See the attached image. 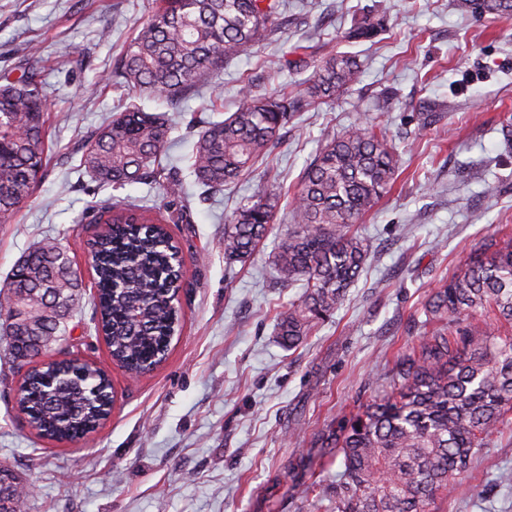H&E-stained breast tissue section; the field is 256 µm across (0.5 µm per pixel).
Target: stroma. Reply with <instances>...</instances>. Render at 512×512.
<instances>
[{"label": "stroma", "instance_id": "obj_1", "mask_svg": "<svg viewBox=\"0 0 512 512\" xmlns=\"http://www.w3.org/2000/svg\"><path fill=\"white\" fill-rule=\"evenodd\" d=\"M155 0H0V73L20 72L27 48L41 49L50 102V159L34 195L0 221V285L32 246L54 238L83 281L73 330L45 355L92 360L115 391L112 414L84 439L38 437L18 412L21 379L0 339V463L33 489L26 512H314L304 489L332 482L338 464L317 453L343 407L377 396L396 354L416 344L422 306L471 250L512 231V23L461 10L457 0H283L286 26L225 63L202 95L167 111L168 163L184 186L165 201L158 184L100 188L86 173L82 144L136 93L103 88ZM386 30L353 42L362 16ZM303 48L308 60L353 52L356 83L313 102L289 120L268 163L237 184L204 194L189 169L194 132L183 113L229 115L239 89L288 88L304 94L311 70L284 68ZM435 122L418 132L416 115ZM370 120L392 140L400 168L391 190L358 230L371 254L328 323L296 349L275 334L278 317L301 291L284 286L271 264L283 233L276 224L246 262L227 264L224 226L240 201L288 196L322 145ZM495 194H487V186ZM132 198L166 205L187 285L184 323L165 361L133 377L112 365L95 331L94 283L86 266L95 225L89 206ZM512 469V412L474 458L463 490L438 497L431 512H512V488L495 483Z\"/></svg>", "mask_w": 512, "mask_h": 512}]
</instances>
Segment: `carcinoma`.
I'll return each instance as SVG.
<instances>
[{"label":"carcinoma","mask_w":512,"mask_h":512,"mask_svg":"<svg viewBox=\"0 0 512 512\" xmlns=\"http://www.w3.org/2000/svg\"><path fill=\"white\" fill-rule=\"evenodd\" d=\"M475 15L512 21V0H459ZM280 0H162L139 29L105 85L124 84L179 105L224 60L264 40L277 28ZM380 20L364 17L351 40L372 37ZM18 77L0 75V219L32 196L45 168L50 106L40 50ZM348 53L321 59L306 87L312 100L334 98L357 79ZM243 103L227 118L194 117L191 153L198 184L222 190L266 159L298 100L286 93L261 97L242 87ZM171 123L134 100L86 141L83 165L98 184L123 189L154 182ZM399 158L387 137L366 121L331 138L304 169L289 200L290 224L273 264L289 286L303 288L278 322L293 348L331 319L369 258L357 224L390 190ZM278 198L256 195L224 225V258L249 259L278 220ZM90 223L102 229L90 243L98 326L112 361L132 374L168 355L181 322L176 305L184 288L183 264L161 208L94 206ZM0 290V317L12 357L38 355L59 343L82 291L68 251L45 240L22 257ZM490 312L512 324V234L474 250L423 306L418 343L397 355L391 383L367 402L352 405L336 431L320 439V456L340 460L336 481H312L314 507L326 512H429L437 495H456L461 475L512 411V336L499 331L448 330ZM22 408L40 437L71 442L95 432L111 413L104 370L83 361L36 365L23 375ZM25 494L10 492L0 512H22Z\"/></svg>","instance_id":"cac0c4a2"}]
</instances>
